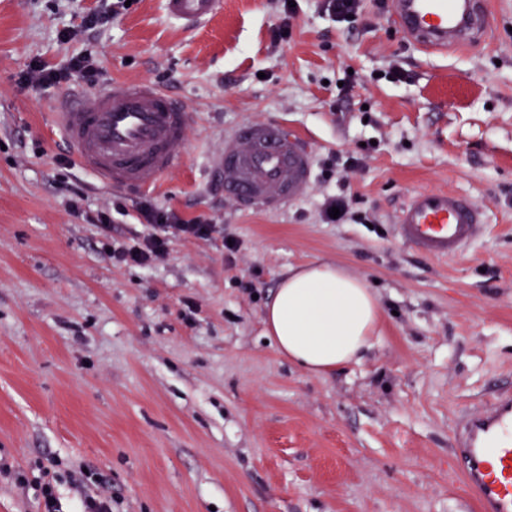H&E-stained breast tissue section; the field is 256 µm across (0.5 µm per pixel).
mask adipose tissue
Here are the masks:
<instances>
[{"label":"adipose tissue","mask_w":512,"mask_h":512,"mask_svg":"<svg viewBox=\"0 0 512 512\" xmlns=\"http://www.w3.org/2000/svg\"><path fill=\"white\" fill-rule=\"evenodd\" d=\"M381 316L362 278L341 266L313 262L289 269L263 323L282 356L305 373L322 375L360 362Z\"/></svg>","instance_id":"obj_1"}]
</instances>
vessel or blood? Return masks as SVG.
<instances>
[{
	"label": "vessel or blood",
	"mask_w": 512,
	"mask_h": 512,
	"mask_svg": "<svg viewBox=\"0 0 512 512\" xmlns=\"http://www.w3.org/2000/svg\"><path fill=\"white\" fill-rule=\"evenodd\" d=\"M221 0H165L168 16L198 26ZM395 27L425 53L470 46L484 35L488 0H392ZM189 109L147 81L99 86L69 96L53 116L76 162L103 185L148 189L177 168L186 153ZM224 190L245 211L278 213L313 181L310 151L287 129L248 123L225 137L215 157ZM485 217L471 199L447 190L413 193L399 211L395 234L431 258L461 256ZM453 453L465 489L480 512H512V390L458 420Z\"/></svg>",
	"instance_id": "b4317fda"
}]
</instances>
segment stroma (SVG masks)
<instances>
[{"label":"stroma","mask_w":512,"mask_h":512,"mask_svg":"<svg viewBox=\"0 0 512 512\" xmlns=\"http://www.w3.org/2000/svg\"><path fill=\"white\" fill-rule=\"evenodd\" d=\"M379 2L347 24L297 0L278 42L276 0H222L193 30L163 0L117 13L113 0H0V512H41L46 465L67 508L84 473L108 482L113 512H476L452 444L461 415L512 387V0H490L485 39L444 55ZM103 12L109 26L79 35ZM83 54L97 82L146 80L188 103V153L156 186L97 183L51 124L63 88L18 83L33 60ZM267 120L310 144L314 178L284 211L244 213L211 160ZM335 154L361 164L324 174ZM72 184L86 218L69 212ZM421 189L484 210L463 255L396 237ZM341 192L352 219L322 223ZM143 199L219 232L116 263L112 249L154 231ZM101 209L113 223H93ZM316 261L372 283L384 313L362 361L321 376L279 355L263 323L288 268Z\"/></svg>","instance_id":"1"}]
</instances>
